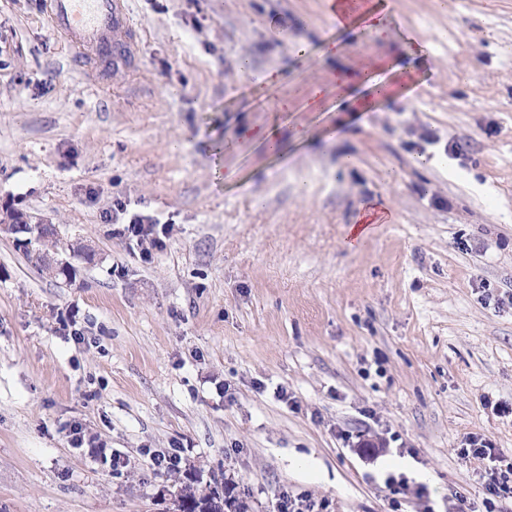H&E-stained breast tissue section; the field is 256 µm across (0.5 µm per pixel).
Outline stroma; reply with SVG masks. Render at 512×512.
<instances>
[{"instance_id": "obj_1", "label": "stroma", "mask_w": 512, "mask_h": 512, "mask_svg": "<svg viewBox=\"0 0 512 512\" xmlns=\"http://www.w3.org/2000/svg\"><path fill=\"white\" fill-rule=\"evenodd\" d=\"M127 4L138 63L94 77L46 0H0V204L96 253L68 284L0 231V512H174L216 481L245 512L285 492L483 512L459 450L512 453V0H371L376 38L326 0ZM369 59L395 98L305 109ZM274 126L279 155L243 134ZM120 206L169 225L166 249L113 235ZM77 424L119 470L73 447ZM174 448L180 470H155Z\"/></svg>"}]
</instances>
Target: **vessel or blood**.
<instances>
[{"label":"vessel or blood","mask_w":512,"mask_h":512,"mask_svg":"<svg viewBox=\"0 0 512 512\" xmlns=\"http://www.w3.org/2000/svg\"><path fill=\"white\" fill-rule=\"evenodd\" d=\"M47 23L86 71L136 62L138 37L125 0H49Z\"/></svg>","instance_id":"obj_1"}]
</instances>
